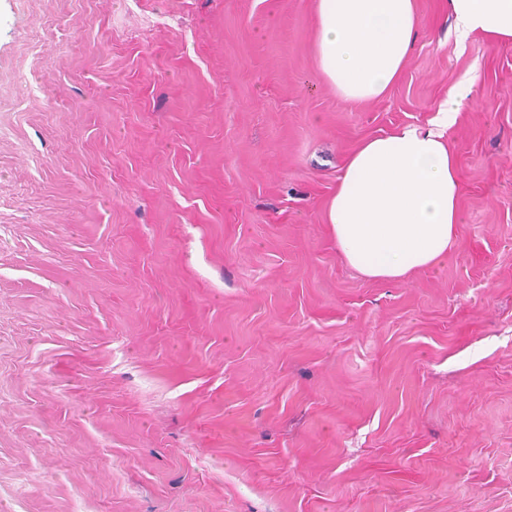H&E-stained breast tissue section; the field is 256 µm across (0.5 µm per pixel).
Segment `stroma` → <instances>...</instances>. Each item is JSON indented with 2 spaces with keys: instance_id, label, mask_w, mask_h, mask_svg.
Here are the masks:
<instances>
[{
  "instance_id": "stroma-1",
  "label": "stroma",
  "mask_w": 512,
  "mask_h": 512,
  "mask_svg": "<svg viewBox=\"0 0 512 512\" xmlns=\"http://www.w3.org/2000/svg\"><path fill=\"white\" fill-rule=\"evenodd\" d=\"M416 9L351 102L314 0H0V512H512V45ZM451 95L455 248L366 278L344 164Z\"/></svg>"
}]
</instances>
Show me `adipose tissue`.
<instances>
[{
	"mask_svg": "<svg viewBox=\"0 0 512 512\" xmlns=\"http://www.w3.org/2000/svg\"><path fill=\"white\" fill-rule=\"evenodd\" d=\"M459 41L512 43V0H448ZM420 27L415 0H315L319 76L350 101L381 98L400 79ZM456 98L431 129L364 140L348 158L327 209L340 256L367 278L401 282L441 265L458 224L460 175L445 133Z\"/></svg>",
	"mask_w": 512,
	"mask_h": 512,
	"instance_id": "adipose-tissue-1",
	"label": "adipose tissue"
}]
</instances>
